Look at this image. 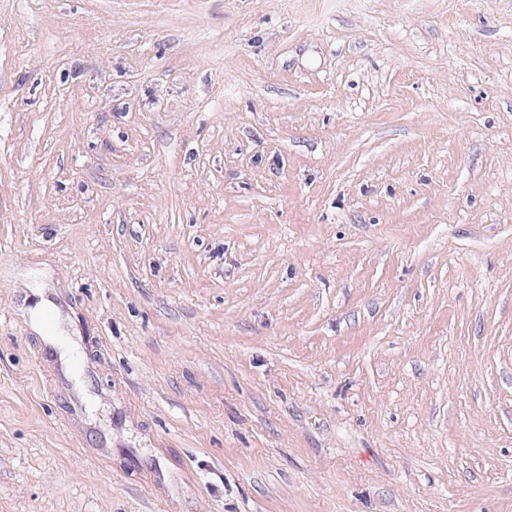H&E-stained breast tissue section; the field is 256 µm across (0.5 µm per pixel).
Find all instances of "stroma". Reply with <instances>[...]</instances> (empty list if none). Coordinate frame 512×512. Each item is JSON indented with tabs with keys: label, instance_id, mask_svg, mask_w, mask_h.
Returning <instances> with one entry per match:
<instances>
[{
	"label": "stroma",
	"instance_id": "35a3bbf8",
	"mask_svg": "<svg viewBox=\"0 0 512 512\" xmlns=\"http://www.w3.org/2000/svg\"><path fill=\"white\" fill-rule=\"evenodd\" d=\"M0 512H512V0H0Z\"/></svg>",
	"mask_w": 512,
	"mask_h": 512
}]
</instances>
